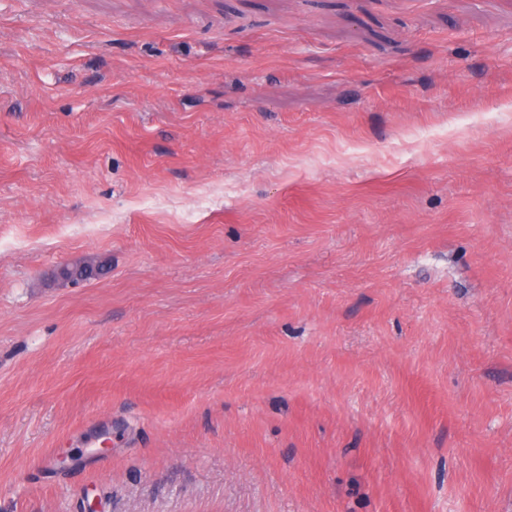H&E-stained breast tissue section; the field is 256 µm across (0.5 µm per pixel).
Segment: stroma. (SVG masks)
<instances>
[{
	"mask_svg": "<svg viewBox=\"0 0 512 512\" xmlns=\"http://www.w3.org/2000/svg\"><path fill=\"white\" fill-rule=\"evenodd\" d=\"M0 512H512V0H0Z\"/></svg>",
	"mask_w": 512,
	"mask_h": 512,
	"instance_id": "35a3bbf8",
	"label": "stroma"
}]
</instances>
